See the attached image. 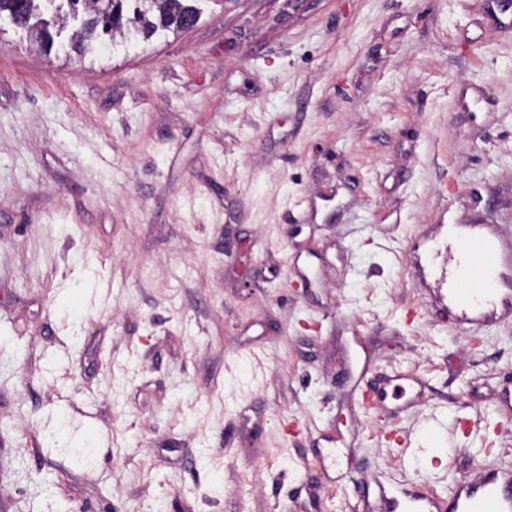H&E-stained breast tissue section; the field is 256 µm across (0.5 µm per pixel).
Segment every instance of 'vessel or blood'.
I'll list each match as a JSON object with an SVG mask.
<instances>
[{"instance_id":"b4317fda","label":"vessel or blood","mask_w":512,"mask_h":512,"mask_svg":"<svg viewBox=\"0 0 512 512\" xmlns=\"http://www.w3.org/2000/svg\"><path fill=\"white\" fill-rule=\"evenodd\" d=\"M425 302L471 331L512 318V229L499 224H437L410 249ZM385 512H512V463L486 466L450 497L401 489Z\"/></svg>"}]
</instances>
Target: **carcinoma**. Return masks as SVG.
<instances>
[{
    "label": "carcinoma",
    "mask_w": 512,
    "mask_h": 512,
    "mask_svg": "<svg viewBox=\"0 0 512 512\" xmlns=\"http://www.w3.org/2000/svg\"><path fill=\"white\" fill-rule=\"evenodd\" d=\"M44 0H0V16L22 15L20 29L26 31L37 47L49 53L55 36L70 22L80 19L73 33L74 49L83 53L100 41L119 36L150 39L159 32L177 33L185 29L187 20L195 13L194 0H60L52 20L42 18ZM117 13L123 25L108 26L107 18Z\"/></svg>",
    "instance_id": "cac0c4a2"
}]
</instances>
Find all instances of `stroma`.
I'll list each match as a JSON object with an SVG mask.
<instances>
[{"label":"stroma","mask_w":512,"mask_h":512,"mask_svg":"<svg viewBox=\"0 0 512 512\" xmlns=\"http://www.w3.org/2000/svg\"><path fill=\"white\" fill-rule=\"evenodd\" d=\"M77 56L0 19V512H365L512 459V322L405 251L512 225V0H198Z\"/></svg>","instance_id":"35a3bbf8"}]
</instances>
